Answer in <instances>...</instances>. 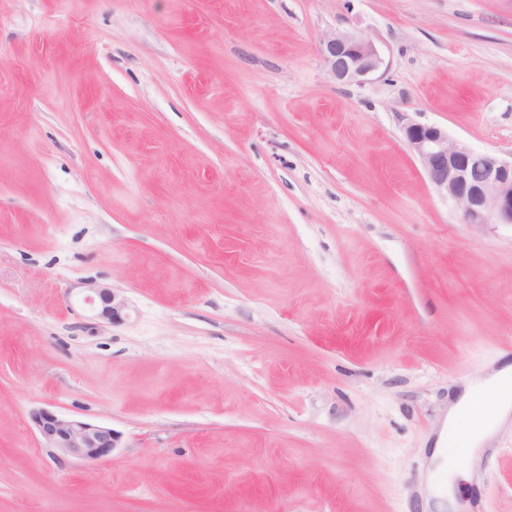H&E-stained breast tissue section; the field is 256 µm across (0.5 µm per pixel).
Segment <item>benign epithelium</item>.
Segmentation results:
<instances>
[{"instance_id":"7a95c632","label":"benign epithelium","mask_w":512,"mask_h":512,"mask_svg":"<svg viewBox=\"0 0 512 512\" xmlns=\"http://www.w3.org/2000/svg\"><path fill=\"white\" fill-rule=\"evenodd\" d=\"M320 54L331 76L344 84L363 86L384 64L373 41L346 32L327 36ZM404 139L433 188L461 210L464 223L512 225V155L474 150L450 140L448 132L436 125L410 122L404 127ZM95 292L102 315L112 320L120 316L123 303L112 289ZM29 423L44 446L62 458L102 464L122 445V435L113 428L48 408L31 410Z\"/></svg>"}]
</instances>
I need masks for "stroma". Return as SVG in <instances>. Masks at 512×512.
<instances>
[{
  "mask_svg": "<svg viewBox=\"0 0 512 512\" xmlns=\"http://www.w3.org/2000/svg\"><path fill=\"white\" fill-rule=\"evenodd\" d=\"M412 121L512 154V0H0V512H425L449 405L512 364V226ZM37 407L123 446L58 459ZM457 498L512 512V421ZM331 76L339 83L363 86L373 80L384 59L375 43L351 33L327 36L320 48ZM404 139L433 188L461 210L464 224L512 226V154L474 150L451 141L439 126L415 122L404 127Z\"/></svg>",
  "mask_w": 512,
  "mask_h": 512,
  "instance_id": "obj_1",
  "label": "stroma"
}]
</instances>
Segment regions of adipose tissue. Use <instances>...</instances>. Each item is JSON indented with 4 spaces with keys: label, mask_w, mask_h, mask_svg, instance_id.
I'll use <instances>...</instances> for the list:
<instances>
[{
    "label": "adipose tissue",
    "mask_w": 512,
    "mask_h": 512,
    "mask_svg": "<svg viewBox=\"0 0 512 512\" xmlns=\"http://www.w3.org/2000/svg\"><path fill=\"white\" fill-rule=\"evenodd\" d=\"M512 417V366L468 382L448 414V426L460 433L463 453L481 452L498 428Z\"/></svg>",
    "instance_id": "1"
}]
</instances>
